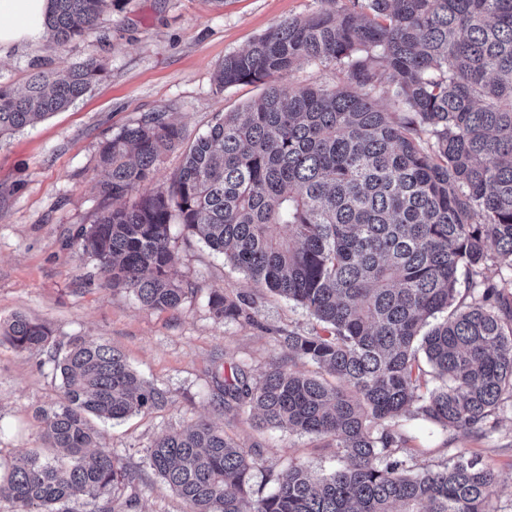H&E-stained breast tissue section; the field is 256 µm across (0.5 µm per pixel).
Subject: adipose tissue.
<instances>
[{"label": "adipose tissue", "mask_w": 512, "mask_h": 512, "mask_svg": "<svg viewBox=\"0 0 512 512\" xmlns=\"http://www.w3.org/2000/svg\"><path fill=\"white\" fill-rule=\"evenodd\" d=\"M51 0H0V49L46 35Z\"/></svg>", "instance_id": "1"}]
</instances>
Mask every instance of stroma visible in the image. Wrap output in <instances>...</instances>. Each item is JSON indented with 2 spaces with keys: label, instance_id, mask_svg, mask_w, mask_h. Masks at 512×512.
I'll use <instances>...</instances> for the list:
<instances>
[{
  "label": "stroma",
  "instance_id": "1",
  "mask_svg": "<svg viewBox=\"0 0 512 512\" xmlns=\"http://www.w3.org/2000/svg\"><path fill=\"white\" fill-rule=\"evenodd\" d=\"M323 0H115L99 28L66 50L35 41L0 55V83L22 89L38 73L86 62L101 76L69 108L0 137V322L25 314L47 324L58 344L74 336L104 340L119 349L138 374L167 391L160 410L111 423L95 422L101 445L119 466L139 472L137 486L116 485L115 503L130 494L137 512H188L184 501L145 468L146 448L162 432L208 419L246 449H256L264 469L255 495L273 488L267 471L288 462L323 475L342 464L318 437L257 430L246 414L224 409L216 380L241 364L260 375L287 359L279 330H308L313 320L300 305L274 296L225 262L223 255L186 243L173 226L171 249L177 281L194 291L176 310L143 308L122 289L104 287L95 262L71 237L94 223L110 203L100 193L101 145L145 115L163 112L193 141L220 112H238L263 92L260 84L218 89L214 75L225 56L244 51L271 28L321 11ZM255 302L251 323L215 318L212 291ZM62 400L61 380L40 352L0 340V464L45 448L39 407ZM408 438L411 463L422 469L457 453L478 458L499 482L495 512H512V404L503 403L483 435L442 430L425 419L397 420Z\"/></svg>",
  "mask_w": 512,
  "mask_h": 512
}]
</instances>
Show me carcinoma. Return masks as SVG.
Returning <instances> with one entry per match:
<instances>
[{"label":"carcinoma","instance_id":"1","mask_svg":"<svg viewBox=\"0 0 512 512\" xmlns=\"http://www.w3.org/2000/svg\"><path fill=\"white\" fill-rule=\"evenodd\" d=\"M48 42L64 50L93 33L112 0H52ZM281 24L224 58V89L263 82L243 112L219 113L165 186L105 210L75 236L111 288L145 308L175 310L194 293L173 277L171 226L224 255L272 293L305 308L321 330L284 331L288 363L255 377L232 365L220 402L260 428L313 434L348 464L322 478L294 462L254 497L259 454L208 420L159 435L147 463L189 512H495V472L461 453L414 471L404 413L443 429L481 433L512 399V0H368ZM301 62L342 66L345 81L285 90L275 78ZM94 62L33 76L21 93L0 85V136L65 110L97 80ZM181 128L155 112L105 141L104 198L153 181ZM470 302L458 301L461 290ZM213 315L253 320L243 296L209 295ZM0 335L40 350L62 378V401L39 411L62 455L37 450L0 476L12 512H72L86 496L115 512L117 481L134 484L96 444L88 417L118 421L166 406L107 342L70 338L18 314Z\"/></svg>","mask_w":512,"mask_h":512}]
</instances>
